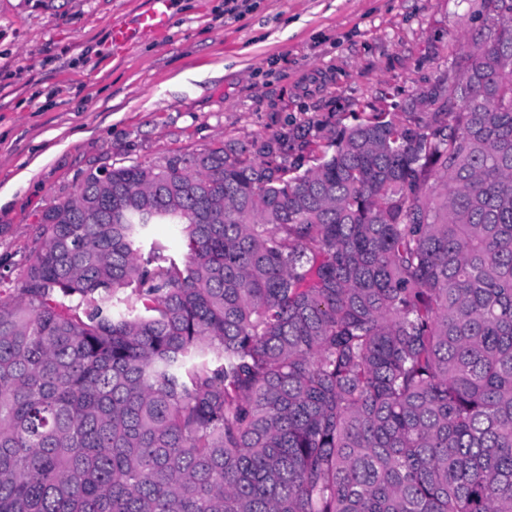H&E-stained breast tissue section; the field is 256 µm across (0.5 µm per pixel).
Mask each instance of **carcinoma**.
<instances>
[{"instance_id": "1", "label": "carcinoma", "mask_w": 512, "mask_h": 512, "mask_svg": "<svg viewBox=\"0 0 512 512\" xmlns=\"http://www.w3.org/2000/svg\"><path fill=\"white\" fill-rule=\"evenodd\" d=\"M481 7L423 110L39 214L0 290V512H512V0ZM157 240L162 242L170 254L180 256L184 253V244L179 236L177 227L174 224L155 225L147 234L145 240L146 248L149 244Z\"/></svg>"}]
</instances>
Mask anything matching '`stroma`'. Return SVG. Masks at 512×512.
<instances>
[{"instance_id":"stroma-1","label":"stroma","mask_w":512,"mask_h":512,"mask_svg":"<svg viewBox=\"0 0 512 512\" xmlns=\"http://www.w3.org/2000/svg\"><path fill=\"white\" fill-rule=\"evenodd\" d=\"M148 2L0 0V186L47 157L0 206V275L89 162L401 112L487 32L480 0H173L165 35L114 52L113 20Z\"/></svg>"}]
</instances>
